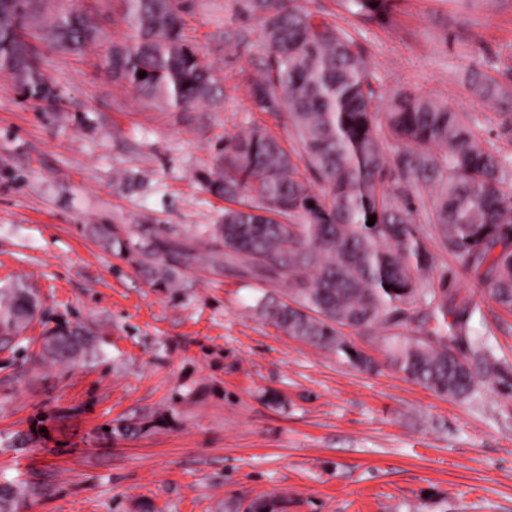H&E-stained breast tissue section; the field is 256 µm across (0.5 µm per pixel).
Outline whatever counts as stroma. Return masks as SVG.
Masks as SVG:
<instances>
[{"label":"stroma","instance_id":"35a3bbf8","mask_svg":"<svg viewBox=\"0 0 512 512\" xmlns=\"http://www.w3.org/2000/svg\"><path fill=\"white\" fill-rule=\"evenodd\" d=\"M300 4L354 38L382 97L446 102L512 157V127L467 79L512 89V0H396L381 22L338 0ZM182 24L222 89L186 111L113 86L95 45L44 49L53 109L0 76V285L25 281L42 304L18 348L0 350V483L35 486L28 512H243L276 496L284 512H512V312L437 240L428 281L476 307L471 330L496 363L466 399L395 371L384 327L344 331L372 372L284 334L253 305L287 293V278L190 261L177 287L156 288L85 232L198 233L224 217L204 177L225 137L260 127L293 145L248 92L267 58L258 24L230 0H188ZM66 323L93 329L100 357L31 370L43 334ZM120 420L138 432L113 434Z\"/></svg>","mask_w":512,"mask_h":512}]
</instances>
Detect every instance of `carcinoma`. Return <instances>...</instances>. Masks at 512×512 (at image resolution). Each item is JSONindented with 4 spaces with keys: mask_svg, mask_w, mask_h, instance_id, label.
I'll return each instance as SVG.
<instances>
[{
    "mask_svg": "<svg viewBox=\"0 0 512 512\" xmlns=\"http://www.w3.org/2000/svg\"><path fill=\"white\" fill-rule=\"evenodd\" d=\"M344 4L366 18L392 8V0ZM112 8L126 25L124 38L102 52L112 83L179 111L218 97L211 66L182 33L186 0H112ZM232 10L258 23L268 49L249 93L291 129L295 148L285 149L260 128L224 140L205 185L232 206L224 208L222 223L199 235L171 239L158 224H135L127 239L110 224H93L90 235L106 249L135 256L159 288L177 284L182 257L218 269L234 264L265 280L286 276V299L263 296L255 310L287 335L373 371L376 362L355 350L341 328L385 326L388 334L378 343L396 371L440 396L469 397L477 386L471 361L487 373L496 364L484 339L469 342L470 360L449 347L474 309L466 302L451 311L448 291L430 287L435 256L428 240L439 239L512 310V159L482 142L472 115L412 90L398 92L380 111L378 90L351 36L316 20L297 0H232ZM98 44L102 33L91 14L66 0H0V74L39 107L58 101L39 46L80 56ZM471 82L481 97L512 103V93L494 80L474 72ZM387 140L402 146L390 164ZM299 160L316 184L299 174ZM428 185L435 194L421 193ZM421 216L427 225L417 222ZM37 307L27 285L0 287V350L23 340ZM412 321L414 330L399 331ZM95 353L82 327L64 325L47 331L32 362L66 365ZM9 489L0 512H17L35 494L28 484Z\"/></svg>",
    "mask_w": 512,
    "mask_h": 512,
    "instance_id": "1",
    "label": "carcinoma"
}]
</instances>
